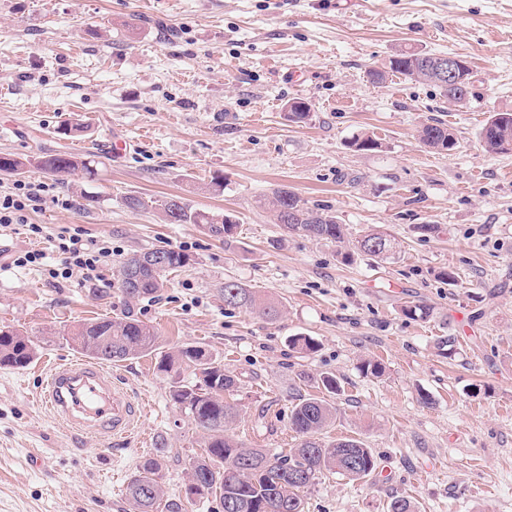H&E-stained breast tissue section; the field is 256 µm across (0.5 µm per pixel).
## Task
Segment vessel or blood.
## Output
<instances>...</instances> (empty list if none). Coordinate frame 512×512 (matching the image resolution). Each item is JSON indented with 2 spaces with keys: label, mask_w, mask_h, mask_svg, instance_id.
Returning <instances> with one entry per match:
<instances>
[{
  "label": "vessel or blood",
  "mask_w": 512,
  "mask_h": 512,
  "mask_svg": "<svg viewBox=\"0 0 512 512\" xmlns=\"http://www.w3.org/2000/svg\"><path fill=\"white\" fill-rule=\"evenodd\" d=\"M47 401L57 417L103 435L126 432L138 413L134 402L113 390L111 374L91 361L55 366Z\"/></svg>",
  "instance_id": "b4317fda"
}]
</instances>
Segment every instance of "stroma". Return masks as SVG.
<instances>
[{
  "label": "stroma",
  "mask_w": 512,
  "mask_h": 512,
  "mask_svg": "<svg viewBox=\"0 0 512 512\" xmlns=\"http://www.w3.org/2000/svg\"><path fill=\"white\" fill-rule=\"evenodd\" d=\"M407 48L466 58L468 99L450 104L398 74L370 81ZM298 98L311 107L304 124L287 118ZM502 111L512 0H0V153L100 162L92 179L0 175V194L22 179L42 197L24 224L0 228V326L41 343L26 369H0V512H130L128 480L156 456L165 498H184L204 438L156 362L197 343L237 379L227 433L245 447L288 453L300 442L290 410L323 397L336 409L323 441L373 449L378 474L323 472L305 512H388L394 497L413 512H512V153L480 140ZM431 120L452 129L453 151L421 144ZM361 133L379 149L350 148ZM281 187L329 207L351 235L386 232L393 254L345 262L336 245L285 233L262 205ZM173 195L237 215L233 237L164 223L157 202ZM78 229L111 240V258L98 279L51 278L58 236ZM161 245L190 265L155 298L126 303L121 263ZM31 250L42 264L14 266ZM228 280L274 297L281 316L225 307ZM408 305L427 317L406 319ZM127 310L154 326L157 349L108 368L151 411L115 437L62 423L38 395L54 365L82 357L68 333ZM299 334L314 352L290 346ZM324 374L339 392H325Z\"/></svg>",
  "instance_id": "35a3bbf8"
}]
</instances>
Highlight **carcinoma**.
Listing matches in <instances>:
<instances>
[{"instance_id":"cac0c4a2","label":"carcinoma","mask_w":512,"mask_h":512,"mask_svg":"<svg viewBox=\"0 0 512 512\" xmlns=\"http://www.w3.org/2000/svg\"><path fill=\"white\" fill-rule=\"evenodd\" d=\"M430 52L406 49L391 56L382 68L369 71L370 80L383 83L391 73L428 83L438 88L443 97L457 99L458 87L439 82L427 65ZM311 118L308 103L297 99L291 103L288 120L306 123ZM486 152L506 154L512 151V112H496L480 132ZM420 142L438 153L449 152L456 146L454 133L439 121L422 124ZM36 168L54 175L68 174L78 168L95 174L88 159H78L67 151L58 150L34 159H22L11 154L0 155V175L18 174L25 167ZM264 205L273 213L276 223L290 234L305 236L326 243L341 245L348 242L347 229L329 209L311 208L295 192L286 187L275 190ZM162 219L168 224H205L216 236L230 238L237 227L236 218L227 213L196 210L188 201L172 196L159 204ZM394 243L385 238V247L374 246L372 239L362 236L342 252L349 261L354 254L368 256L375 263L386 260ZM162 256L166 267L160 271L142 267V282L138 288H128L120 282V291L129 301L150 299L166 287L167 274L190 263V256L181 250L161 246L148 250ZM224 305L249 308L273 320L279 317L278 303L260 291L236 281L224 283ZM71 341L86 356L104 361H122L155 349L154 328L131 312L120 316L102 317L81 324L72 332ZM36 355L34 341L11 326L0 327V367L23 369ZM193 368L194 381H177L171 386L170 397L176 407L187 414L205 438L203 452L192 458L189 472L201 479L196 487H187V494L200 500L214 497L222 512H304L303 493L316 484L319 475L332 471L350 480H364L377 467L372 450L355 438L325 443L322 432L335 417V408L318 398H305L292 407L291 429L300 437L297 447L287 455L273 454L266 448H246L226 434L227 424L237 415V406L224 400V394L237 387L235 377L224 371V364L211 352L198 345H186L161 355L159 371L170 374L177 365ZM161 460L144 462L131 477L126 496L131 512H183L182 504L164 500V492H146L157 482Z\"/></svg>"}]
</instances>
